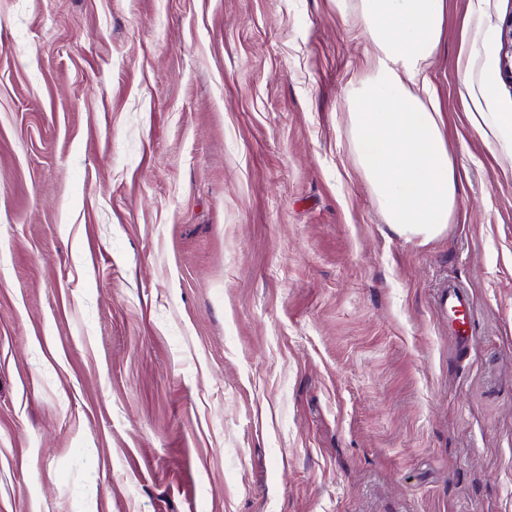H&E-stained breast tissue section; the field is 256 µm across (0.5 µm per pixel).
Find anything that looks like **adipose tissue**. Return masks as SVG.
<instances>
[{"mask_svg": "<svg viewBox=\"0 0 512 512\" xmlns=\"http://www.w3.org/2000/svg\"><path fill=\"white\" fill-rule=\"evenodd\" d=\"M358 3L374 51L354 94L351 135L386 224L425 244L447 231L458 203L442 114L422 99L430 90L427 70L441 39L445 0Z\"/></svg>", "mask_w": 512, "mask_h": 512, "instance_id": "adipose-tissue-1", "label": "adipose tissue"}]
</instances>
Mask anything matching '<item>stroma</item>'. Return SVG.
Wrapping results in <instances>:
<instances>
[{
  "instance_id": "35a3bbf8",
  "label": "stroma",
  "mask_w": 512,
  "mask_h": 512,
  "mask_svg": "<svg viewBox=\"0 0 512 512\" xmlns=\"http://www.w3.org/2000/svg\"><path fill=\"white\" fill-rule=\"evenodd\" d=\"M511 18L445 0L419 244L357 0H0V512H512ZM488 122L496 132L498 149L512 159V113L493 114ZM439 305L441 309L448 306L454 316V323L459 321L460 325H466L470 317V300L466 292L457 287L445 288L439 296Z\"/></svg>"
}]
</instances>
